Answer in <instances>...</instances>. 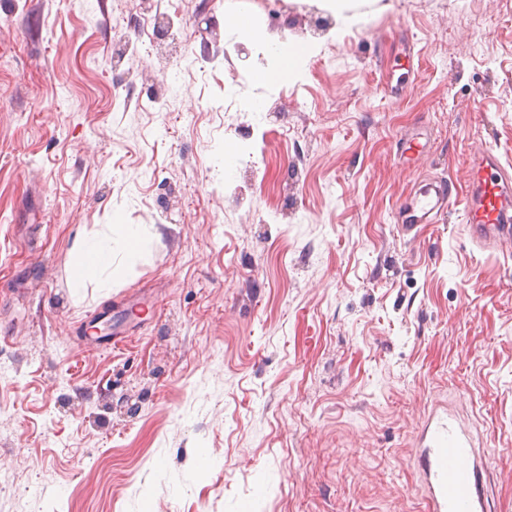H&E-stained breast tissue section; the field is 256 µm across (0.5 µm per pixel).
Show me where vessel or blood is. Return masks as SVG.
Segmentation results:
<instances>
[{
    "instance_id": "obj_1",
    "label": "vessel or blood",
    "mask_w": 512,
    "mask_h": 512,
    "mask_svg": "<svg viewBox=\"0 0 512 512\" xmlns=\"http://www.w3.org/2000/svg\"><path fill=\"white\" fill-rule=\"evenodd\" d=\"M462 206L465 230L480 248L512 255V180L492 151L469 166L468 187L428 183L412 196L403 218L407 229L433 222L447 210ZM419 465L424 473L431 512H488L480 491L486 460L477 454L469 431L452 416L438 417L420 436Z\"/></svg>"
}]
</instances>
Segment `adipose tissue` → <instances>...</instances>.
Instances as JSON below:
<instances>
[{
	"label": "adipose tissue",
	"instance_id": "1",
	"mask_svg": "<svg viewBox=\"0 0 512 512\" xmlns=\"http://www.w3.org/2000/svg\"><path fill=\"white\" fill-rule=\"evenodd\" d=\"M225 24L233 29L239 38L255 43L268 59V67L261 69L259 73L261 81L266 84L270 83L272 78L293 74L311 51L308 44L267 35L262 28L254 24L250 16L245 14L229 16Z\"/></svg>",
	"mask_w": 512,
	"mask_h": 512
}]
</instances>
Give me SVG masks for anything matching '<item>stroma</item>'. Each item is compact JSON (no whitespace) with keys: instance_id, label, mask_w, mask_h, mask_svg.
<instances>
[{"instance_id":"1","label":"stroma","mask_w":512,"mask_h":512,"mask_svg":"<svg viewBox=\"0 0 512 512\" xmlns=\"http://www.w3.org/2000/svg\"><path fill=\"white\" fill-rule=\"evenodd\" d=\"M236 13L310 43L298 74L261 83ZM349 14L0 0V512H430L415 435L442 409L512 512V257L461 208L397 214L485 149L512 169V0ZM85 236L114 253L77 291Z\"/></svg>"}]
</instances>
